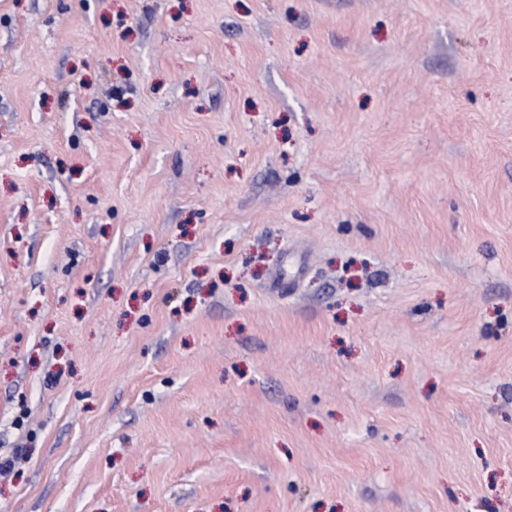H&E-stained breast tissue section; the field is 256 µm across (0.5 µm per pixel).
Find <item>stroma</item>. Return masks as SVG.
<instances>
[{"instance_id": "obj_1", "label": "stroma", "mask_w": 512, "mask_h": 512, "mask_svg": "<svg viewBox=\"0 0 512 512\" xmlns=\"http://www.w3.org/2000/svg\"><path fill=\"white\" fill-rule=\"evenodd\" d=\"M0 512H512V0H0Z\"/></svg>"}]
</instances>
